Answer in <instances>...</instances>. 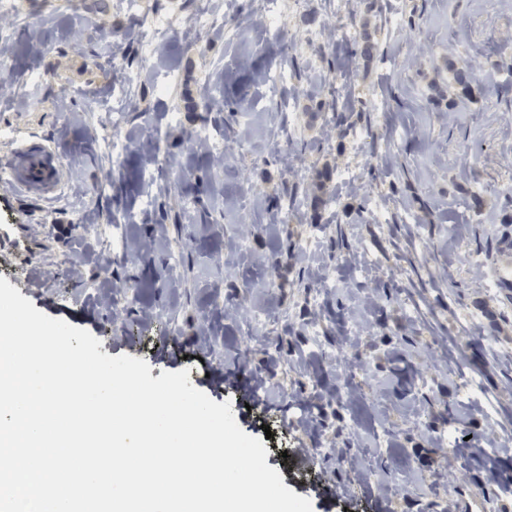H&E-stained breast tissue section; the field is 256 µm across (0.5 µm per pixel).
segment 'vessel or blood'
Masks as SVG:
<instances>
[{
	"label": "vessel or blood",
	"instance_id": "obj_1",
	"mask_svg": "<svg viewBox=\"0 0 512 512\" xmlns=\"http://www.w3.org/2000/svg\"><path fill=\"white\" fill-rule=\"evenodd\" d=\"M11 173L22 186L54 194L62 179L56 148L43 142L21 141L15 150Z\"/></svg>",
	"mask_w": 512,
	"mask_h": 512
}]
</instances>
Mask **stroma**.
I'll return each mask as SVG.
<instances>
[{
    "instance_id": "obj_1",
    "label": "stroma",
    "mask_w": 512,
    "mask_h": 512,
    "mask_svg": "<svg viewBox=\"0 0 512 512\" xmlns=\"http://www.w3.org/2000/svg\"><path fill=\"white\" fill-rule=\"evenodd\" d=\"M18 2L0 20L11 60L0 70V164L19 141L46 140L64 182L44 197L0 181V225L30 228L27 252L0 248V276L98 338L101 353L145 360L155 379L188 370L195 388L230 402L313 512H443L447 501L453 512H512V483L484 472L512 446V288L499 280L512 267V0H304L279 14L272 40L260 25L267 0H207L239 27L234 42L191 35L186 0H143L139 11L130 0ZM338 8L347 42L326 32ZM151 14L172 23L148 45ZM468 65L467 95L452 70ZM206 96L235 104L226 128L206 121ZM334 101L350 128L327 138ZM200 129L227 149L223 166L211 149L188 153ZM146 140L165 168L152 171ZM349 167L354 190L336 181ZM116 177L124 235L144 249L115 254L82 230L105 223ZM164 212L191 258L177 268ZM312 226L323 233L308 257L300 240ZM309 269L326 280L314 301ZM110 285L131 314L96 306ZM219 295L259 322L229 317ZM342 343L363 357L348 395L327 357ZM319 393L341 396L326 428ZM345 437L351 461L336 452Z\"/></svg>"
}]
</instances>
